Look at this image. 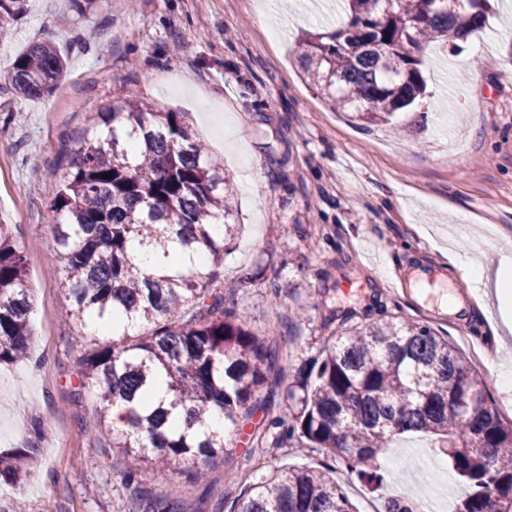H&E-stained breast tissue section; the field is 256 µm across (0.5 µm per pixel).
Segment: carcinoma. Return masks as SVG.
Returning <instances> with one entry per match:
<instances>
[{
    "mask_svg": "<svg viewBox=\"0 0 512 512\" xmlns=\"http://www.w3.org/2000/svg\"><path fill=\"white\" fill-rule=\"evenodd\" d=\"M331 28L306 31L296 52L309 85L340 112L368 125L429 96L424 50L486 26L488 0L433 10L432 0H344ZM27 0H0V33L19 20ZM414 51H403L407 40ZM55 43L16 56L8 82L17 96L40 98L66 78ZM232 180L193 138L178 112H154L131 94L99 113L96 134L71 151L52 207L65 315L91 347L79 361L81 386L101 406V432L135 465L125 482L144 489L176 462L211 486L209 465L224 457L236 427L266 415L253 442L320 448L330 463L275 470L244 486L227 512H356L336 467L377 485L376 457L395 436L430 433L467 487L456 512H512V420L500 418L476 367L446 336L396 317L327 338L288 386L289 418L269 416L280 385L279 346L247 328L246 314L224 307L215 288L224 262ZM224 225L214 237L210 226ZM142 249L158 266L137 262ZM197 254L207 264L194 267ZM33 294L26 257L0 225V365L28 359ZM474 397L464 412L457 402ZM123 403L130 431L106 423ZM224 432L209 430L212 408ZM44 428L0 451V484L33 471ZM411 496L385 512H416ZM149 512H185L175 495L152 497Z\"/></svg>",
    "mask_w": 512,
    "mask_h": 512,
    "instance_id": "obj_1",
    "label": "carcinoma"
}]
</instances>
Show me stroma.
I'll return each mask as SVG.
<instances>
[{"mask_svg":"<svg viewBox=\"0 0 512 512\" xmlns=\"http://www.w3.org/2000/svg\"><path fill=\"white\" fill-rule=\"evenodd\" d=\"M262 2L97 0L82 16L69 0H29L0 40V224L27 250L35 308L30 359L0 366V448L23 441L31 414L45 428L31 477L0 484V512L20 502L26 512H142L146 495L174 490L190 512H214L202 486L179 472L155 475L144 494L124 483L130 461L100 439L97 403L77 379L89 343L62 314L51 208L60 159L132 90L154 111L181 113L233 178L231 221L241 231L224 246L218 284L254 333L291 332L273 415H287L286 384L328 336L391 316L448 334L464 354L492 351L486 390L496 405L512 404V385L499 378L512 367V333L490 335L492 286L468 284L463 332L439 307L443 288L418 298L397 283L422 265L458 283L442 254L450 245L495 271L502 238L512 239V5L490 0L491 41L475 34L426 53L433 97L424 111L403 113L398 132L354 124L301 78L298 35L335 24L341 0H274L265 23ZM38 40L55 42L68 76L29 100L8 91V76ZM457 211L469 223H456ZM251 270L255 279L245 280ZM444 461L433 436H397L378 455L383 484L341 471L336 479L357 512L412 491L454 504L465 486ZM325 462L317 448L264 454L243 432L211 464L212 493L230 497L275 468Z\"/></svg>","mask_w":512,"mask_h":512,"instance_id":"1","label":"stroma"}]
</instances>
